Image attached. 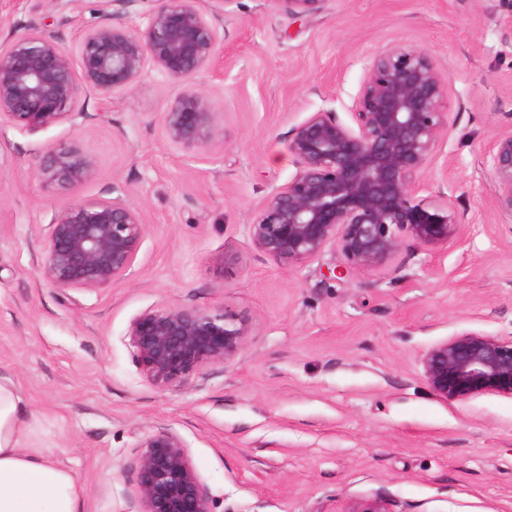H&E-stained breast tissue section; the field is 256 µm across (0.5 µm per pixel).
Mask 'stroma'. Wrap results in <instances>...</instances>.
<instances>
[{
  "label": "stroma",
  "mask_w": 512,
  "mask_h": 512,
  "mask_svg": "<svg viewBox=\"0 0 512 512\" xmlns=\"http://www.w3.org/2000/svg\"><path fill=\"white\" fill-rule=\"evenodd\" d=\"M97 0H8L0 45L45 24L62 46L100 19ZM219 33L217 61L184 84L147 69L132 88H81L77 116L38 132L0 127V371L39 414L32 444L71 467L87 512H140L136 445L179 435L215 512H349L386 498L394 512H512V398L436 397L420 358L465 330L512 336V215L486 165L512 130V0H323L293 17L274 0H199ZM449 75V133L421 176L450 195L464 226L437 248L406 243L387 266L347 281L326 251L288 270L247 233L295 175L285 144L315 112L351 122L370 60L394 43ZM192 85L223 139L171 146L161 116ZM97 162L79 192L46 187L48 147ZM452 176H444V163ZM121 188L146 235L131 276L103 291H61L41 273L56 212ZM232 252L220 270L212 258ZM165 305L226 308L252 334L235 361L177 391L150 385L125 338Z\"/></svg>",
  "instance_id": "35a3bbf8"
}]
</instances>
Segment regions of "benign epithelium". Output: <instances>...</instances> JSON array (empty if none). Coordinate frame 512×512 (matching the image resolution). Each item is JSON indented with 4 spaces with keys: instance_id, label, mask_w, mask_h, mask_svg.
<instances>
[{
    "instance_id": "7a95c632",
    "label": "benign epithelium",
    "mask_w": 512,
    "mask_h": 512,
    "mask_svg": "<svg viewBox=\"0 0 512 512\" xmlns=\"http://www.w3.org/2000/svg\"><path fill=\"white\" fill-rule=\"evenodd\" d=\"M137 0H99L101 20L83 31L76 54L34 24L0 47V126L37 132L73 119L80 88L125 92L149 67L173 81L193 78L216 60L218 33L198 0H153L144 26L120 19ZM291 16L317 12L323 0H274ZM449 78L433 58L393 44L365 69L351 106L354 125L315 112L286 141L297 172L248 225L254 248L284 267H301L327 249L329 270L349 279L392 262L408 240L437 247L458 238L451 197L419 196L420 175L448 135ZM165 139L185 151L220 140L207 93L189 88L161 117ZM49 188L77 191L96 175L93 156L75 145L50 147L35 162ZM494 202L512 215V131L494 140L488 160ZM146 234L143 212L122 196L79 199L53 215L41 272L62 290L102 291L135 266ZM252 328L225 309L161 306L130 322L127 338L152 386L182 387L205 369L236 360ZM431 392L461 402L492 392L512 397V336L462 331L420 359ZM136 463L141 512H213L181 438L146 433ZM382 497L350 512H392Z\"/></svg>"
}]
</instances>
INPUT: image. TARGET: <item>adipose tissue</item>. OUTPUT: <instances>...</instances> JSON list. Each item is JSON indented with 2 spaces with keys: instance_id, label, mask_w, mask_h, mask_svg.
<instances>
[{
  "instance_id": "1",
  "label": "adipose tissue",
  "mask_w": 512,
  "mask_h": 512,
  "mask_svg": "<svg viewBox=\"0 0 512 512\" xmlns=\"http://www.w3.org/2000/svg\"><path fill=\"white\" fill-rule=\"evenodd\" d=\"M37 419L13 377L0 373V512H86L87 489L75 471L31 446Z\"/></svg>"
}]
</instances>
